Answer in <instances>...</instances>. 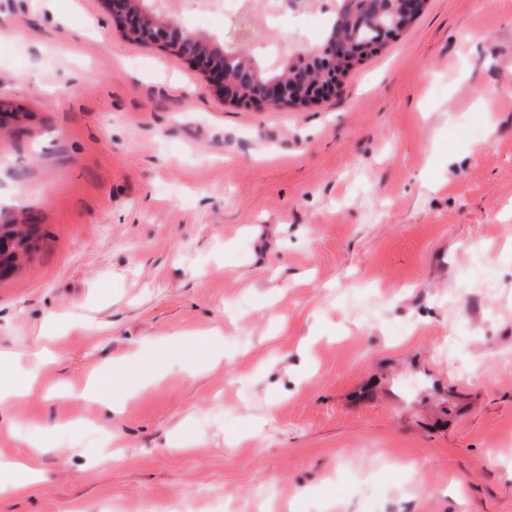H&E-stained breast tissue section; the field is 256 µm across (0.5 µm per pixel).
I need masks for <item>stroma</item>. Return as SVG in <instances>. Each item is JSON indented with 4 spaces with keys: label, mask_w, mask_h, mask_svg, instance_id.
Returning a JSON list of instances; mask_svg holds the SVG:
<instances>
[{
    "label": "stroma",
    "mask_w": 512,
    "mask_h": 512,
    "mask_svg": "<svg viewBox=\"0 0 512 512\" xmlns=\"http://www.w3.org/2000/svg\"><path fill=\"white\" fill-rule=\"evenodd\" d=\"M0 103L40 233L0 280L39 380L0 462L40 477L0 512H512V0H425L307 107L226 100L101 0H0ZM154 350L119 416L80 398Z\"/></svg>",
    "instance_id": "stroma-1"
}]
</instances>
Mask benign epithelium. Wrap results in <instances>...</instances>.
<instances>
[{
  "instance_id": "obj_1",
  "label": "benign epithelium",
  "mask_w": 512,
  "mask_h": 512,
  "mask_svg": "<svg viewBox=\"0 0 512 512\" xmlns=\"http://www.w3.org/2000/svg\"><path fill=\"white\" fill-rule=\"evenodd\" d=\"M107 11L130 37L162 47L176 50L186 55L192 64L200 69L209 82L221 88L224 95L233 100L238 99L239 82L228 77L224 66L212 54L207 40L182 27L176 18L169 15L163 20H153L149 11L135 5L134 0H102ZM424 0H398L397 19L389 28H382L380 41L387 42L401 32L408 22L422 10ZM372 0H360L358 7L348 8V29L359 30L374 23ZM294 54H304L316 61L321 69V79L309 78L310 69L297 67L291 75L269 80L260 85L256 95L248 104L255 106L281 102L294 97L297 89L312 87L310 99L317 101L326 96L335 87L337 80L336 62L352 55H366V50L357 46L355 38L350 35L332 36L321 45L297 49ZM32 248V241H20L14 236L0 235V278L12 273L6 257L17 256Z\"/></svg>"
}]
</instances>
